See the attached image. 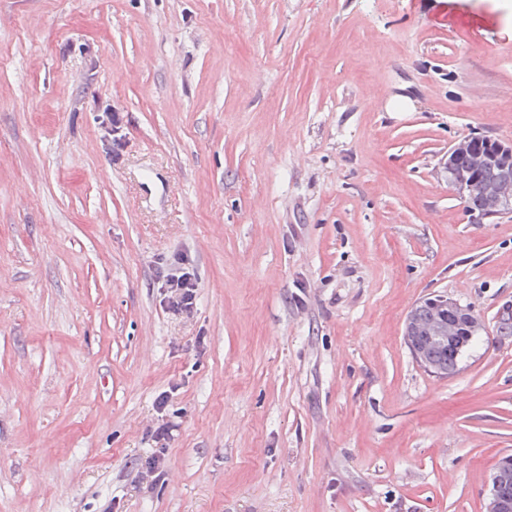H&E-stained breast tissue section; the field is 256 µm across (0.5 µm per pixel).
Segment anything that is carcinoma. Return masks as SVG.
Segmentation results:
<instances>
[{"label": "carcinoma", "mask_w": 512, "mask_h": 512, "mask_svg": "<svg viewBox=\"0 0 512 512\" xmlns=\"http://www.w3.org/2000/svg\"><path fill=\"white\" fill-rule=\"evenodd\" d=\"M448 178H465L471 186L466 207L486 215L512 208V161L494 160L484 145L469 138L466 149L453 153ZM484 331L479 317L468 307L451 317L448 307L438 301L423 300L409 312L405 325L408 348L420 352L421 366L438 376L457 373L467 349ZM501 495L512 503V470L496 466Z\"/></svg>", "instance_id": "carcinoma-1"}]
</instances>
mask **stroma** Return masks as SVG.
<instances>
[{
	"label": "stroma",
	"mask_w": 512,
	"mask_h": 512,
	"mask_svg": "<svg viewBox=\"0 0 512 512\" xmlns=\"http://www.w3.org/2000/svg\"><path fill=\"white\" fill-rule=\"evenodd\" d=\"M475 136L512 144V0H0V512H485L512 217L448 185ZM434 295L484 325L446 378L403 338ZM169 308L173 313H190L195 305L196 283L194 272L185 262L175 261L166 275H163Z\"/></svg>",
	"instance_id": "1"
}]
</instances>
